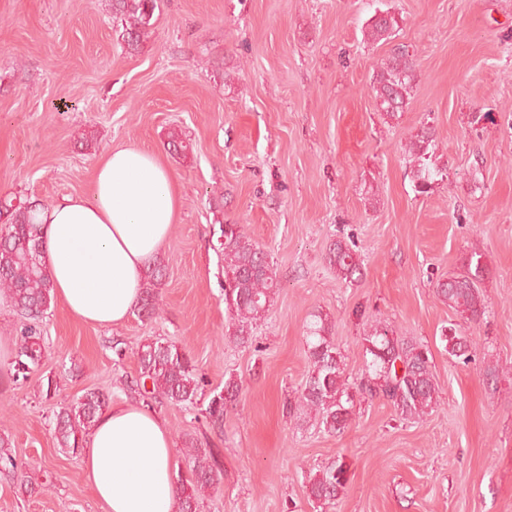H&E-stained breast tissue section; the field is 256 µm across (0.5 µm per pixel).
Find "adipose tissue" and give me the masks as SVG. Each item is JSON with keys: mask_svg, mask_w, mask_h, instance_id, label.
<instances>
[{"mask_svg": "<svg viewBox=\"0 0 512 512\" xmlns=\"http://www.w3.org/2000/svg\"><path fill=\"white\" fill-rule=\"evenodd\" d=\"M179 207L174 176L156 153L106 151L90 197L65 199L41 214L58 302L82 322L123 323ZM174 466L161 420L126 402L102 412L83 450V473L103 512H175Z\"/></svg>", "mask_w": 512, "mask_h": 512, "instance_id": "1", "label": "adipose tissue"}]
</instances>
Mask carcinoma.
Returning <instances> with one entry per match:
<instances>
[{
  "mask_svg": "<svg viewBox=\"0 0 512 512\" xmlns=\"http://www.w3.org/2000/svg\"><path fill=\"white\" fill-rule=\"evenodd\" d=\"M157 8V0H112V16L122 23L128 48L138 49L148 37ZM398 28V19L382 11L369 20L364 37L371 43L386 42ZM415 81L412 55L406 46L395 45L373 78L380 111L390 119L399 117L409 103ZM433 147L432 128L424 127L405 148L415 191L421 194L447 176L446 168L433 158ZM43 209L44 205L35 201L0 203V294L22 321L11 362L15 379L39 365L43 357L42 321L54 300L43 250L44 224L38 220ZM221 237L229 328L236 344L251 345L257 323L268 312L279 288L277 272L270 254L252 242L241 225H224ZM324 260L340 280L352 278L359 269L358 254L341 239L330 244ZM485 271L484 254L474 248L464 257L461 273L437 283L436 294L464 320L478 322L486 312L482 290ZM163 272L164 265L157 263L148 273L149 283L135 307L141 319L159 315L156 285ZM334 328L328 314H311L305 336L310 367L296 400L288 403L289 415L308 419L336 434L352 421L358 397L386 402L401 420H420L433 411L438 387L428 348L394 334L386 323L370 326L362 337L365 369L353 387L344 376ZM441 341L449 357L464 364L470 361V344L458 325L444 327ZM136 355L140 382L151 384L149 394L155 402L196 407L208 425L223 429L224 412L239 396L236 380L230 378L224 387L205 392L204 377L189 352L159 338L140 344ZM105 407L106 398L98 391H87L77 400L56 407L51 425L57 447L79 453ZM185 465L175 478L179 512H199V491L221 484L223 469L214 449L194 446L187 448ZM345 484L344 464L338 460L309 477L308 494L317 502L329 503L336 500Z\"/></svg>",
  "mask_w": 512,
  "mask_h": 512,
  "instance_id": "carcinoma-1",
  "label": "carcinoma"
}]
</instances>
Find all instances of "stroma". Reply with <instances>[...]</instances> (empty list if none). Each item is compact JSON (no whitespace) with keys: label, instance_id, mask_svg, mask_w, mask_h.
Wrapping results in <instances>:
<instances>
[{"label":"stroma","instance_id":"stroma-1","mask_svg":"<svg viewBox=\"0 0 512 512\" xmlns=\"http://www.w3.org/2000/svg\"><path fill=\"white\" fill-rule=\"evenodd\" d=\"M379 11L399 18L395 41L416 64L396 120L371 89L391 45L362 33ZM122 31L109 0H0V199L86 195L102 154L127 145L158 153L181 194L157 318L93 326L52 303L44 356L16 382L20 319L0 298V437L20 465L0 473V512H101L50 418L92 389L141 403L136 347L155 338L190 351L209 387H242L220 431L196 408L154 409L176 468L183 437L220 451L223 483L202 491L201 512H512V373L486 377L512 362V0H158L137 51ZM425 126L448 178L422 195L404 146ZM174 131L189 153L168 150ZM224 224L271 253L280 281L254 348L226 339ZM338 239L362 260L350 283L324 261ZM475 245L487 312L465 325L464 365L440 340L461 317L435 287ZM316 311L332 317L352 382L373 321L426 345L435 411L401 421L366 400L334 435L289 416ZM339 460L345 493L309 498L310 474Z\"/></svg>","mask_w":512,"mask_h":512}]
</instances>
